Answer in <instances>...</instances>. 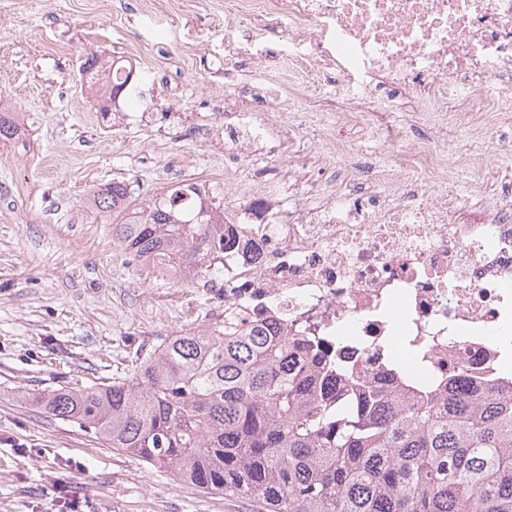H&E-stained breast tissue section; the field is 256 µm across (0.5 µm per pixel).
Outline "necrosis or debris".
Masks as SVG:
<instances>
[{"instance_id": "obj_1", "label": "necrosis or debris", "mask_w": 512, "mask_h": 512, "mask_svg": "<svg viewBox=\"0 0 512 512\" xmlns=\"http://www.w3.org/2000/svg\"><path fill=\"white\" fill-rule=\"evenodd\" d=\"M265 26L287 22L293 73L334 69L351 106L344 126L380 134L384 116L362 107L373 87L398 86L408 111L447 117L512 114V0H243ZM243 143L280 135L245 108L230 124ZM365 193L337 189L320 211L291 218L259 186L234 215L252 249L224 257L225 304L247 323L273 318L321 336L328 360L381 374L402 344L430 379L458 363L501 372L499 332L512 324V170L463 223L438 137L405 141L393 166L369 168Z\"/></svg>"}]
</instances>
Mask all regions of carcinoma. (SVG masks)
<instances>
[{
  "mask_svg": "<svg viewBox=\"0 0 512 512\" xmlns=\"http://www.w3.org/2000/svg\"><path fill=\"white\" fill-rule=\"evenodd\" d=\"M84 66L105 117L132 65L94 57ZM19 130L0 112V139ZM92 206L127 213L112 225L125 262L181 279L223 272L236 243L224 208L196 183L130 213L128 187L114 182ZM413 373L397 366L381 385L328 363L312 337L246 325L227 307L136 355L122 376L73 378L24 401L183 483L248 499L255 512H512V391L452 369L409 396Z\"/></svg>",
  "mask_w": 512,
  "mask_h": 512,
  "instance_id": "obj_1",
  "label": "carcinoma"
}]
</instances>
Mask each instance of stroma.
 <instances>
[{"label":"stroma","instance_id":"stroma-1","mask_svg":"<svg viewBox=\"0 0 512 512\" xmlns=\"http://www.w3.org/2000/svg\"><path fill=\"white\" fill-rule=\"evenodd\" d=\"M235 2L0 0V110L21 125L0 140V512H59L58 483L85 500L83 512H252L249 500L179 482L22 400L77 375L111 377L224 309L223 276L180 283L127 265L111 219L90 205L94 189L120 182L145 205L194 182L230 213L249 183H267L302 214L318 206L317 184L346 181V164L305 122L345 111L335 72L289 80L287 24L241 45L254 22L225 29ZM92 56L133 64L107 120L80 81ZM270 88L285 103L282 138L225 162L224 141L202 124L228 93L266 109ZM504 167L512 154L475 153L448 177L474 203L497 190L491 172Z\"/></svg>","mask_w":512,"mask_h":512}]
</instances>
